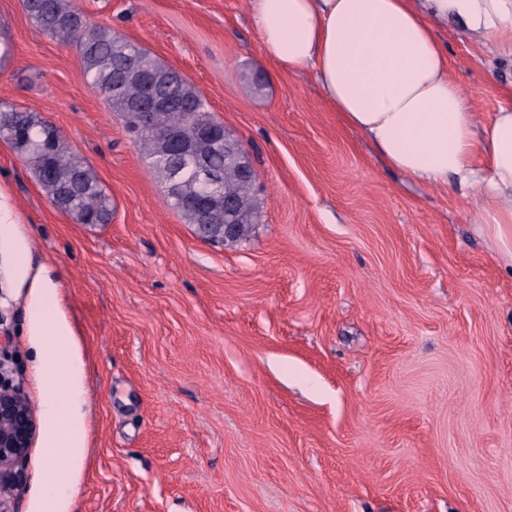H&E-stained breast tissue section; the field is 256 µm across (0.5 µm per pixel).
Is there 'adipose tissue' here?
<instances>
[{
    "mask_svg": "<svg viewBox=\"0 0 512 512\" xmlns=\"http://www.w3.org/2000/svg\"><path fill=\"white\" fill-rule=\"evenodd\" d=\"M454 19L512 60V0H251V21L279 71L313 72L325 98L390 166L478 199L479 224L512 226V106L476 126L435 32ZM49 429L41 512H66L77 482L58 468L84 447L85 392L59 295L30 279Z\"/></svg>",
    "mask_w": 512,
    "mask_h": 512,
    "instance_id": "ef3b65f1",
    "label": "adipose tissue"
}]
</instances>
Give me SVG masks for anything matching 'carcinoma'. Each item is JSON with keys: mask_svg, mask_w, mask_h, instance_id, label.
I'll return each mask as SVG.
<instances>
[{"mask_svg": "<svg viewBox=\"0 0 512 512\" xmlns=\"http://www.w3.org/2000/svg\"><path fill=\"white\" fill-rule=\"evenodd\" d=\"M27 14L46 35L75 46L90 85L100 90L108 108L125 119L135 134L142 155L150 159L157 177L166 184L174 157L166 151L165 129H178L192 137L198 127L216 121L199 91L178 71L153 58L149 52L94 24L72 0H23ZM151 76V91L165 101L163 128L137 125L132 104L146 91L143 77ZM0 137L33 165L36 177L50 203L82 224L112 221L110 198L100 187L91 167L64 142L59 129L16 107H0ZM197 160L222 173L221 191L204 195L190 171L183 173L176 192L170 194L173 209L188 224H198V209L224 207V197L233 200L245 217L236 240L247 238L259 218L255 182L239 174L237 165L206 142L197 144Z\"/></svg>", "mask_w": 512, "mask_h": 512, "instance_id": "1", "label": "carcinoma"}]
</instances>
